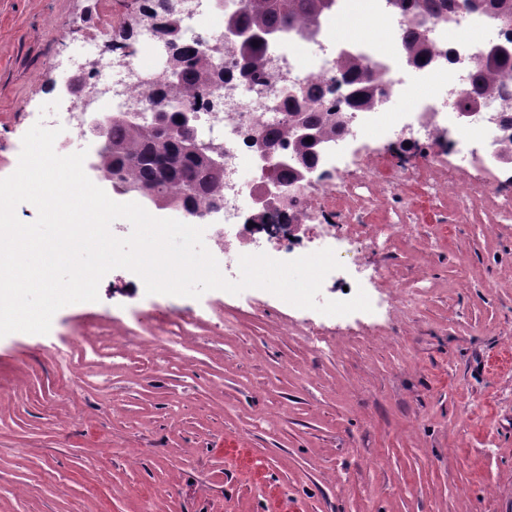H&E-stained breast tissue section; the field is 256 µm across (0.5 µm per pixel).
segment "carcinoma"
<instances>
[{
    "label": "carcinoma",
    "instance_id": "1",
    "mask_svg": "<svg viewBox=\"0 0 512 512\" xmlns=\"http://www.w3.org/2000/svg\"><path fill=\"white\" fill-rule=\"evenodd\" d=\"M154 9L143 8L153 17H163L161 30L174 34L172 55L181 71L179 83L165 82V90L158 93L155 111L165 113V123L149 131L133 126L121 119L112 124V161L104 165V179L152 191L158 196L177 202L182 208L202 211L204 201L222 186L223 174L206 157L187 148L180 134L178 116L194 107L191 98L195 92L223 77L216 72L214 53L210 49L188 45L179 31V16L175 0H149ZM325 0H246L243 10L231 14L236 25L245 30L286 32L303 23H312L322 13ZM475 6L493 15L500 25L512 29V0H474ZM454 0H399L400 12L414 13L421 8L436 20L448 21ZM405 53L411 63L423 64L431 59L425 29L409 26L405 40ZM266 56V46L253 42L240 48L242 73L253 75L259 62ZM344 79L352 88L347 99L351 108L369 106L379 96L372 72L362 66L355 55L343 58ZM512 78V57H485L480 69L471 75V86L478 95L495 90L497 85ZM320 89L299 88L296 96L285 100L288 123L283 128L265 129L261 140L296 162L278 172L280 181H294L297 169L313 167L320 144L333 141L343 132L344 122L336 113L323 112L309 106L318 99ZM311 135L308 143L297 138V127Z\"/></svg>",
    "mask_w": 512,
    "mask_h": 512
}]
</instances>
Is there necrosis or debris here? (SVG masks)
Segmentation results:
<instances>
[{
    "mask_svg": "<svg viewBox=\"0 0 512 512\" xmlns=\"http://www.w3.org/2000/svg\"><path fill=\"white\" fill-rule=\"evenodd\" d=\"M240 0H190L182 22L186 42L206 40L196 19L200 14L225 18L239 7ZM365 18L376 33L372 39H348L339 28L352 15ZM407 24L403 15L389 9L386 0H335L305 32L281 34L278 54L287 59L285 70L265 66L262 81L243 76L234 65V54L224 56V82L221 88L199 91L198 115L201 128L211 144L224 153V221L207 227L208 249L217 259L222 274L230 279L240 277L238 260L243 254L266 253L274 259L288 254L297 258L324 248L352 254L344 269L331 272L328 283L333 288L370 289L376 285V273L363 261L365 251H387L392 238L401 230L397 224H368L354 237L345 236L343 226L323 220L320 211L310 203L311 192L330 195L331 191H367L399 201V189L405 179L403 170L379 166L373 158L361 163L362 176L347 181L342 171H334L317 180L315 186L293 187L287 199L278 202L255 226L244 223L246 213L257 207L262 189V175L249 135L273 126H284L288 114L281 99L283 78H291L301 87L318 86L322 96L317 105L322 109L345 112L349 126L359 135L390 136L419 144V157L426 166L447 162L449 171L463 166L485 164L498 158L501 144L512 132L503 127L489 128L480 123L460 125L456 113L443 110L438 99L419 101L411 115L381 112L369 107L346 110L347 86L339 85L342 46H350L365 66L371 68L379 81L389 87L393 102L415 97L420 85L440 89L465 84L467 71L454 64V57H468L477 46L471 35L475 32L504 39L505 33L493 16L476 9L455 17L451 24H437L429 33L434 61L417 68L409 66L404 51ZM150 75V84L139 81ZM164 73L158 68L143 66L131 58L120 62H102L85 73L88 85L103 87L96 103L104 112H124L137 107L149 110V96L161 88ZM221 308L202 313H173L169 327L162 336L141 339L144 347L159 350L173 344H185L191 330L212 318L222 317Z\"/></svg>",
    "mask_w": 512,
    "mask_h": 512,
    "instance_id": "4bbe7bcc",
    "label": "necrosis or debris"
}]
</instances>
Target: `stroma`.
<instances>
[{
  "label": "stroma",
  "mask_w": 512,
  "mask_h": 512,
  "mask_svg": "<svg viewBox=\"0 0 512 512\" xmlns=\"http://www.w3.org/2000/svg\"><path fill=\"white\" fill-rule=\"evenodd\" d=\"M128 19L127 0H0V177L73 49ZM415 154L357 136L336 163ZM484 179L470 168L451 191L446 168L417 170L398 214L367 193L328 202V219L405 226L378 290L410 300L373 315L261 289L175 300L116 268L48 334L0 337V512H512V219ZM201 304L222 307L223 332L203 323L156 354L130 344ZM105 323L116 354L59 397L63 342L81 356Z\"/></svg>",
  "instance_id": "obj_1"
}]
</instances>
